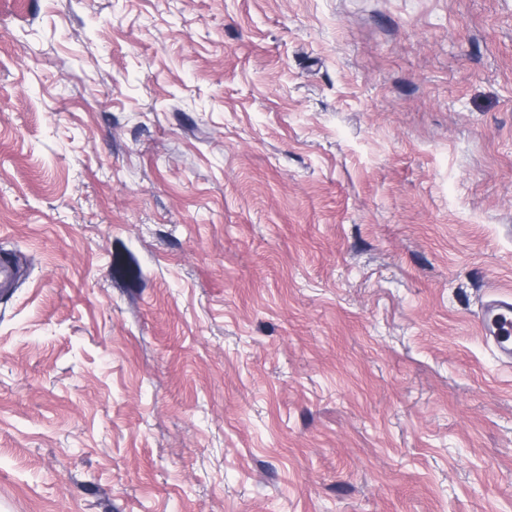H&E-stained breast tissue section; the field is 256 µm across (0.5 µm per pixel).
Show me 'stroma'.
I'll use <instances>...</instances> for the list:
<instances>
[{
	"instance_id": "1",
	"label": "stroma",
	"mask_w": 512,
	"mask_h": 512,
	"mask_svg": "<svg viewBox=\"0 0 512 512\" xmlns=\"http://www.w3.org/2000/svg\"><path fill=\"white\" fill-rule=\"evenodd\" d=\"M2 249L0 512H512V0H0ZM24 276V268L19 261L7 256L0 258V292L7 293L19 285ZM479 320L482 335L494 347L498 360L512 364V293L493 292L485 296Z\"/></svg>"
}]
</instances>
